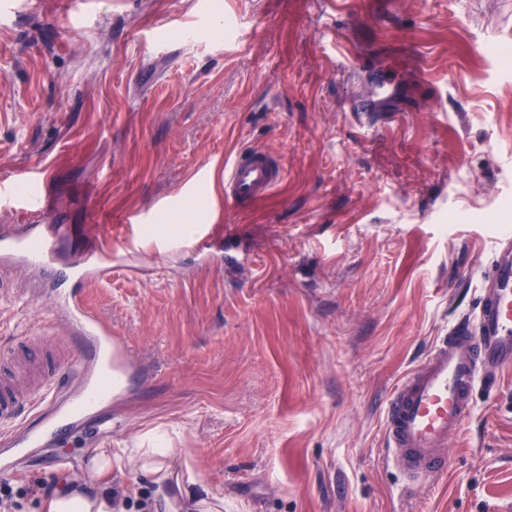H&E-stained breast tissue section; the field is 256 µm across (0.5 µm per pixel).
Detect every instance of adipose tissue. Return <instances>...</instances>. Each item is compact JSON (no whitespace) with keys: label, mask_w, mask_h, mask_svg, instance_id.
Masks as SVG:
<instances>
[{"label":"adipose tissue","mask_w":512,"mask_h":512,"mask_svg":"<svg viewBox=\"0 0 512 512\" xmlns=\"http://www.w3.org/2000/svg\"><path fill=\"white\" fill-rule=\"evenodd\" d=\"M172 455L166 435L156 432L148 437L146 447L122 448L113 454L99 453L93 460L92 473L97 476L112 470L130 469L149 476L155 485V497L163 503L166 512H181L187 502L194 505L196 512H224L223 499L173 485Z\"/></svg>","instance_id":"ef3b65f1"}]
</instances>
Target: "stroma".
Here are the masks:
<instances>
[{
  "label": "stroma",
  "instance_id": "35a3bbf8",
  "mask_svg": "<svg viewBox=\"0 0 512 512\" xmlns=\"http://www.w3.org/2000/svg\"><path fill=\"white\" fill-rule=\"evenodd\" d=\"M22 2L0 13V180L48 168L72 248L98 225L150 256L145 225L187 217L237 262L190 238L148 275L87 286L129 380L110 432L62 429L9 478L10 512H48L37 485L88 486L98 449L153 429L224 512H512V370L413 496L384 435L389 393L473 312L512 228V0H101L79 20ZM372 67L413 109L368 128L349 105ZM250 147L281 157L284 183L251 210L201 208L223 194L217 159ZM55 290L0 265V352L63 320ZM97 487L163 512L136 472Z\"/></svg>",
  "mask_w": 512,
  "mask_h": 512
}]
</instances>
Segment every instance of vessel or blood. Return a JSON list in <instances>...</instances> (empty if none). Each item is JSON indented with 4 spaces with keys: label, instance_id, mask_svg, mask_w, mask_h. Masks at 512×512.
<instances>
[{
    "label": "vessel or blood",
    "instance_id": "1",
    "mask_svg": "<svg viewBox=\"0 0 512 512\" xmlns=\"http://www.w3.org/2000/svg\"><path fill=\"white\" fill-rule=\"evenodd\" d=\"M374 96L352 104L358 123H376L382 113L407 111L406 95L390 77L374 72ZM224 202L249 209L273 194L284 180L279 159L268 151L247 149L223 159ZM0 198L22 214L25 232L0 238V261L36 267L52 280L79 277L84 285L108 278L113 269L130 274L146 262L127 255L112 261V246L76 255L60 265L58 252L39 224L57 220L45 197L0 185ZM479 302L471 315L449 327L425 359L390 393L385 411L387 452L407 474V493H415L419 476H430L448 464L450 436L463 431L479 385L491 375L512 368V234L495 238L487 268L480 273ZM63 324L43 328L70 349L58 360L37 355L23 358L21 374H0V471H15L19 462L41 448L48 435L66 425L80 427L107 402L125 379L130 357L127 344L91 313L84 293L60 291Z\"/></svg>",
    "mask_w": 512,
    "mask_h": 512
}]
</instances>
